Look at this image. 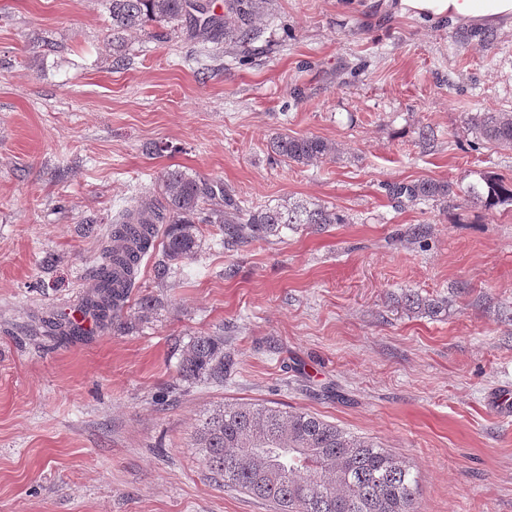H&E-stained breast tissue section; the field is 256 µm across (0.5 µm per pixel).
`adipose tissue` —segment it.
<instances>
[{"instance_id": "adipose-tissue-1", "label": "adipose tissue", "mask_w": 512, "mask_h": 512, "mask_svg": "<svg viewBox=\"0 0 512 512\" xmlns=\"http://www.w3.org/2000/svg\"><path fill=\"white\" fill-rule=\"evenodd\" d=\"M400 7L433 22L464 19L490 25L512 17V0H400Z\"/></svg>"}]
</instances>
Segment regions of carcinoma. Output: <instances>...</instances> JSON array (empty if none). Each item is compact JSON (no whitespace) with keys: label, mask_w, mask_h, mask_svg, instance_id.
I'll use <instances>...</instances> for the list:
<instances>
[{"label":"carcinoma","mask_w":512,"mask_h":512,"mask_svg":"<svg viewBox=\"0 0 512 512\" xmlns=\"http://www.w3.org/2000/svg\"><path fill=\"white\" fill-rule=\"evenodd\" d=\"M112 19V46L147 25L185 19L231 45H248L255 20L267 0H224V18L209 14V4L194 0H107ZM468 123L495 148L512 150V112L488 109ZM278 157L308 166L333 158L335 144L317 136L279 133L271 139ZM400 202L445 204L456 196L447 181L421 179L389 186ZM464 201L491 211L512 205V183L482 175L463 189ZM344 220L334 210L306 200L286 199L253 206L224 183L169 169L156 195L122 210L102 251L85 305L101 324L121 330L122 312L136 287L142 258L163 234L161 271L179 270L201 248V225L216 231L225 247L266 241L298 230L320 232ZM164 225L159 230L158 225ZM407 307L439 315L445 300L404 295ZM224 337L191 339L178 369L184 381L224 384ZM196 445L215 479L274 503L278 512H417V475L405 459L352 435L308 412H286L260 403H232L212 411L196 434Z\"/></svg>","instance_id":"cac0c4a2"}]
</instances>
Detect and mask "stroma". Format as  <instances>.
Segmentation results:
<instances>
[{"label": "stroma", "mask_w": 512, "mask_h": 512, "mask_svg": "<svg viewBox=\"0 0 512 512\" xmlns=\"http://www.w3.org/2000/svg\"><path fill=\"white\" fill-rule=\"evenodd\" d=\"M398 2L269 0L252 49L182 22L116 52L106 0H0V512H275L215 481L194 446L235 402L405 457L419 512H512V207L387 192L512 181V150L467 123L512 111V23L433 24ZM279 133L338 153L285 162ZM170 168L346 221L235 251L207 234L164 279L146 255L125 331L48 335L80 310L114 216ZM415 225L426 236L403 240ZM411 290L446 311H409ZM200 334L224 339V385L177 376ZM389 193L398 202L418 204L426 201L448 205V199L455 197L452 183L434 179H421L407 183L389 185Z\"/></svg>", "instance_id": "1"}]
</instances>
